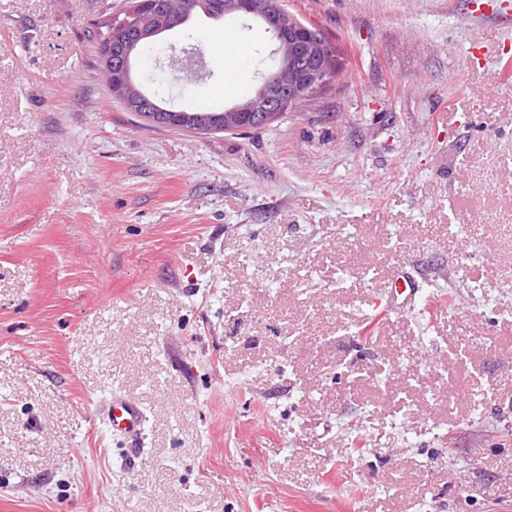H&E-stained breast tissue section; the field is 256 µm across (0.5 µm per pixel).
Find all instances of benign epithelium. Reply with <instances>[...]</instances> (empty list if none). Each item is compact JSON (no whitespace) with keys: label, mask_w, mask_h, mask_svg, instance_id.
<instances>
[{"label":"benign epithelium","mask_w":512,"mask_h":512,"mask_svg":"<svg viewBox=\"0 0 512 512\" xmlns=\"http://www.w3.org/2000/svg\"><path fill=\"white\" fill-rule=\"evenodd\" d=\"M174 0H132L123 11L125 18L112 24V31L106 45L101 50V73L111 92L120 97L126 108L138 112L141 104L131 95L132 81L125 75L122 63L115 61L113 44H121L127 52H132L137 41L154 37L170 28L169 20L173 12ZM224 16L236 18L250 16L264 21L278 29L274 54L280 61L273 71L275 82H291L306 90L305 96H311L328 85L334 78L331 70L316 73H303L293 66L296 54L295 42L288 36V23L281 0H224ZM304 53L310 57H325L330 54V44L319 39L306 38L301 44ZM268 78H263L262 88L246 102L220 113L202 115L181 110H166V122L171 127L213 132L224 123H242L244 117L255 112L265 115L274 113L280 105V99L263 89Z\"/></svg>","instance_id":"7a95c632"}]
</instances>
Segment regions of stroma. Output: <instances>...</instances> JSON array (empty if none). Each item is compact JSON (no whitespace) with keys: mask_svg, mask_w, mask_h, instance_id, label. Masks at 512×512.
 <instances>
[{"mask_svg":"<svg viewBox=\"0 0 512 512\" xmlns=\"http://www.w3.org/2000/svg\"><path fill=\"white\" fill-rule=\"evenodd\" d=\"M125 5L0 0V512H512V0H286L340 80L207 135L111 95ZM228 27L252 91L264 25L202 15L145 87L239 102L167 68ZM108 419L113 433L132 438L142 427L143 412L136 404L120 397H113Z\"/></svg>","mask_w":512,"mask_h":512,"instance_id":"stroma-1","label":"stroma"}]
</instances>
